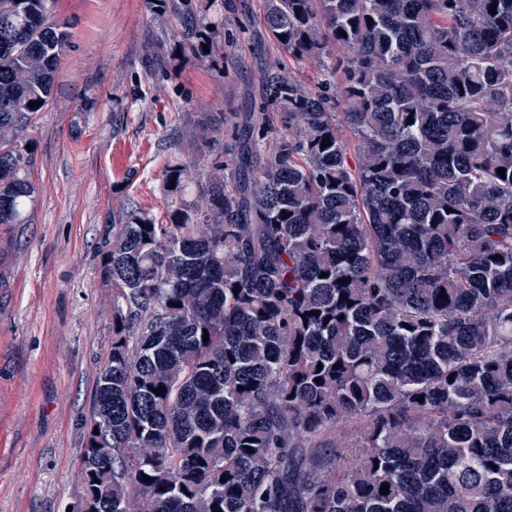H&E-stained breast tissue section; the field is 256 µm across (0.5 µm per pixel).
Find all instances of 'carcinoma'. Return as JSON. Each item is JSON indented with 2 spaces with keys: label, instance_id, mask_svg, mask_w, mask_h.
Segmentation results:
<instances>
[{
  "label": "carcinoma",
  "instance_id": "1",
  "mask_svg": "<svg viewBox=\"0 0 512 512\" xmlns=\"http://www.w3.org/2000/svg\"><path fill=\"white\" fill-rule=\"evenodd\" d=\"M51 4L0 0L3 226L36 202ZM259 24L336 95L270 66L259 111L164 170L167 221L112 218L85 512H512V0H263Z\"/></svg>",
  "mask_w": 512,
  "mask_h": 512
}]
</instances>
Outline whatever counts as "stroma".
Segmentation results:
<instances>
[{
    "label": "stroma",
    "mask_w": 512,
    "mask_h": 512,
    "mask_svg": "<svg viewBox=\"0 0 512 512\" xmlns=\"http://www.w3.org/2000/svg\"><path fill=\"white\" fill-rule=\"evenodd\" d=\"M198 24L145 0H54L66 63L27 136L31 223L0 227V512H84L81 422L112 345L101 267L113 215L136 200L163 217L164 168L190 160L205 113L252 112L281 63L317 89L257 23L262 0H182ZM220 37H207L209 26Z\"/></svg>",
    "instance_id": "obj_1"
}]
</instances>
